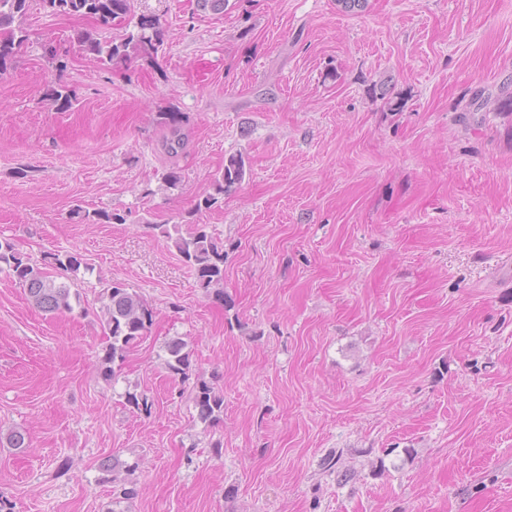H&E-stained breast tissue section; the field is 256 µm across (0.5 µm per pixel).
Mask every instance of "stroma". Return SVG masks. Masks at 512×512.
Instances as JSON below:
<instances>
[{"label":"stroma","instance_id":"1","mask_svg":"<svg viewBox=\"0 0 512 512\" xmlns=\"http://www.w3.org/2000/svg\"><path fill=\"white\" fill-rule=\"evenodd\" d=\"M135 12L157 52L104 66L72 40L89 18L32 5L0 77V240L85 263L55 315L0 269V430L27 441L0 447L12 512H106L124 487L123 512H512V0ZM232 156L243 180L196 211ZM192 221L224 243L223 301L159 230ZM112 281L153 324L111 383ZM203 381L224 396L209 425ZM114 455L133 471L103 473ZM185 344L178 338L172 339L165 346L166 366L174 375L186 378L190 371L189 353L184 351ZM198 419L203 423H216L224 414V396L206 382L195 387L193 397Z\"/></svg>","mask_w":512,"mask_h":512}]
</instances>
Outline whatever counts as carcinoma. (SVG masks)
I'll return each instance as SVG.
<instances>
[{"label": "carcinoma", "instance_id": "obj_1", "mask_svg": "<svg viewBox=\"0 0 512 512\" xmlns=\"http://www.w3.org/2000/svg\"><path fill=\"white\" fill-rule=\"evenodd\" d=\"M33 0H0V77L12 67L15 53L28 40L27 31L14 27L15 19L27 14ZM42 6L54 14L86 16L97 23V28L76 32L74 41L81 49L95 56L102 64L128 57V48L134 47L145 55L156 50L154 36L158 34L157 19L142 14L136 22L137 33H130L117 40L102 36L101 31L116 23L135 16V0H40ZM50 97L58 110L67 111L72 107V96L66 85L55 83L51 86ZM245 174L242 158L232 156L215 177L216 191L222 194L241 182ZM177 251L180 258L190 267L198 285L215 298L224 300V243L214 237L206 224H196L188 233L181 225L158 226ZM5 264L20 286L28 293V300L44 313L69 311L71 285L57 281L41 266L19 253L13 245L0 241V264ZM107 302L103 307V327L110 339L102 357L105 379L116 377L128 350L141 339L153 321V311L145 300L126 286L109 284ZM168 370L183 378L189 375V353L178 338L165 346ZM198 419L203 423H216L224 414V396L206 382L195 387L193 397Z\"/></svg>", "mask_w": 512, "mask_h": 512}]
</instances>
